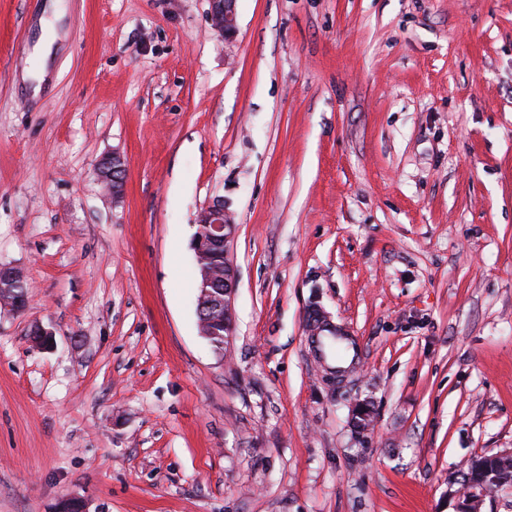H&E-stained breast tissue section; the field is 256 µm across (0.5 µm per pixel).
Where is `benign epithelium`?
<instances>
[{"mask_svg":"<svg viewBox=\"0 0 512 512\" xmlns=\"http://www.w3.org/2000/svg\"><path fill=\"white\" fill-rule=\"evenodd\" d=\"M209 22L211 29L230 40L236 33V0H210ZM124 160L114 154L102 160L99 166L100 181H112V198H121L124 190ZM201 230L194 237L193 249L196 263L201 267L199 283L200 298L210 300V314L199 312L200 329L205 331L212 319H224V331H229L232 320V304L236 290V272L229 261H224L223 282L216 280L210 262L215 259L234 232V224L224 209V200L218 199L207 206L198 219ZM15 287L25 285L23 272L13 266L0 268V288L3 283ZM469 473L462 488L455 492L457 505L455 512H482L485 501L494 502L499 494L511 493L512 486L492 480L481 472V464L476 460L468 462Z\"/></svg>","mask_w":512,"mask_h":512,"instance_id":"obj_1","label":"benign epithelium"}]
</instances>
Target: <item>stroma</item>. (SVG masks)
<instances>
[{"instance_id":"stroma-1","label":"stroma","mask_w":512,"mask_h":512,"mask_svg":"<svg viewBox=\"0 0 512 512\" xmlns=\"http://www.w3.org/2000/svg\"><path fill=\"white\" fill-rule=\"evenodd\" d=\"M49 2L0 0V264L29 284L0 512H455L512 449V0H236L229 41L209 0H59L50 29ZM218 199L220 350L192 247ZM315 305L356 349L338 382ZM112 165V199L121 198L124 190V160L120 155L112 154V157L104 158L99 166L100 181L106 183L109 180ZM201 224L203 229H200ZM196 224L193 249L196 263L201 267V280L199 290L201 299L208 297L210 316L203 312V306L199 307L200 329L203 335L208 329V324L219 318L224 319V326L217 327L209 341L216 348H223L224 334L229 331L232 320V304L236 290V272L227 259V243L234 232L235 224L224 209L223 200H216L207 206L201 213ZM199 230V232H198ZM198 233V234H197ZM220 249L224 250L223 257H216ZM216 259L215 266L224 268L223 286L216 280L214 271L210 265ZM224 265V266H223Z\"/></svg>"}]
</instances>
